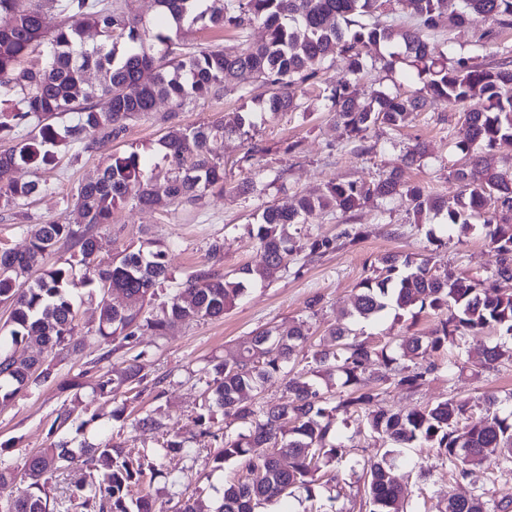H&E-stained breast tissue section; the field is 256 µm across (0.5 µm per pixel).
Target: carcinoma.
<instances>
[{"instance_id":"carcinoma-1","label":"carcinoma","mask_w":512,"mask_h":512,"mask_svg":"<svg viewBox=\"0 0 512 512\" xmlns=\"http://www.w3.org/2000/svg\"><path fill=\"white\" fill-rule=\"evenodd\" d=\"M60 16L53 32L44 27L42 12L25 8L22 0H0V140L12 146L0 152V210L23 212L29 201L46 190L36 180L15 178L20 168L41 169L61 154L73 160L99 153L124 138L128 123L155 110L160 100L173 105L166 119L190 104L224 94L226 82L250 77L272 87L259 105L269 112H297L302 103L296 88L309 83L326 62L340 57L347 72L364 70L363 48L399 44L402 60L416 70L419 88L409 96L375 91L360 100L348 79L325 86L321 98L354 149L377 126L397 130L415 113L433 102L463 105L476 95L486 98L482 111L465 113L466 134L454 147L466 163L448 173L461 188L455 206L403 180L404 170L423 156L421 145L408 149L401 165L371 186L336 180L325 193L301 196L291 206H268L256 217L255 237L262 263L245 266L231 276L215 269L223 243L209 247L213 266L200 269L178 283L166 300L151 310L157 290L173 282L166 252L154 242L127 245L110 260L98 259L100 246L91 230L112 223L114 210L132 200L145 207L199 203L207 194L224 191V160L216 145L228 133L248 134L251 115H238L234 126L212 123L199 127L173 126L158 140L156 151L167 165V178L158 185L145 170L137 152H112L96 177L78 185L75 217L38 224L22 252L0 250V303L9 305V329L0 337V400L13 399L31 385L53 378L39 359L19 360L13 345L24 344L38 353L58 355L78 349L76 312L71 287L76 273L90 298H99L95 336L103 342L132 344L144 332L162 335L178 321L220 318L245 291V284L264 279L277 265L288 262L296 241L289 229L314 214H347L371 198L403 193L418 218L447 209L448 227L467 229L475 216L484 217L489 241L499 256L496 276L512 279V167L483 163L481 152L512 146V65L485 67L466 54L435 57L428 36L450 21L465 25L474 12L490 18L497 28H512V0H408L407 21L381 12V0H156L158 20L147 27L128 9L109 0H50ZM254 22L265 28V39L240 54L204 47L183 51L168 27L184 25L231 27L245 30ZM42 59L24 62L41 45ZM100 73L98 82L87 77ZM105 97L102 111L94 99ZM74 119L59 124L58 118ZM72 248L64 260L55 258L59 245ZM41 274L29 279L34 269ZM117 291L126 304L116 307L106 294ZM392 310L397 317L417 318L432 311L448 314L427 334L407 336L400 348L427 362L421 369L402 372L393 367L388 345L358 339L347 326L329 331L318 348H310L312 367L295 372L288 365L307 348L309 327L301 320L286 330L254 332L243 342L238 359L211 363L203 412L194 418L198 436L220 440L211 468L224 469L233 461L247 477L224 487L218 512H255L263 502L286 497L296 489L313 498V486L333 481L331 467L346 455L345 438L336 428L338 413H361L367 428L399 448H432L448 462V470L465 478L470 468L495 458L512 471V417L494 410L496 398H485V412L474 416L467 398H450L424 409L391 412L376 408L382 384L393 382L414 389L435 370L432 357L450 346L459 347L467 334L493 328L509 340L480 352L483 365L493 369L512 361V294L476 283L450 271L437 273L429 260L388 254L378 260L374 274L363 279L352 301L350 316L375 321ZM144 353L127 360L119 371L99 376L96 393L114 397L146 380ZM321 375L326 385L314 377ZM353 386L334 399L332 378ZM273 379L283 383V396L264 404L255 400ZM234 414L245 432L235 437L211 432L213 409ZM187 438L166 434L164 455L187 451ZM288 459V465L282 459ZM395 457L387 450L377 461L363 465L357 481L363 483V506L368 512H408L401 485L393 478ZM26 487L0 469V512H67L75 498L86 512H151L149 500L133 489L151 483L154 459L133 455L108 439L98 445L70 448L53 442L29 457L24 465ZM77 469L83 478L68 499L50 501L48 486L66 471ZM512 497L496 501L483 492L450 499L444 512H508Z\"/></svg>"}]
</instances>
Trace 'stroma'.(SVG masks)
<instances>
[{
  "label": "stroma",
  "instance_id": "obj_1",
  "mask_svg": "<svg viewBox=\"0 0 512 512\" xmlns=\"http://www.w3.org/2000/svg\"><path fill=\"white\" fill-rule=\"evenodd\" d=\"M491 27L488 18L470 15L463 27H443L429 39L434 54L463 50L477 55L480 62L495 66L512 60V29L495 37H487ZM265 36L262 24H252L245 35L230 28L194 27L183 36L187 47L212 46L237 54L259 43ZM366 67L357 79L360 92L382 90L410 94L417 85L405 63L393 70L382 67L378 52L365 50ZM346 75L343 60L321 71L315 84L306 86L301 112H264L253 101L261 90L249 82V95H241L239 82L218 99L199 102L194 108L178 113L175 122L193 127L221 121L234 123L237 113L252 115L254 126L249 135L226 136L217 151L224 159V190L208 195L197 207L170 206L164 210L126 204L115 210L111 223L95 228L102 244L101 258H108L130 244L154 239L164 244L166 261L177 280L208 267L209 247L213 241L224 243L219 269L234 274L245 265L260 262L261 252L251 227L255 216L270 205L286 206L294 195L320 192L337 179L372 183L396 166L407 148L423 144L426 155L420 167L407 172L408 181L421 185L427 194L453 198L456 182L448 173L459 165L460 157L451 149L453 141L462 138L464 114L484 109L485 100L476 96L464 106L443 103L418 112L407 126L397 131L370 132L369 152L356 153L347 147L342 127L325 111L319 96L322 85L336 82ZM171 104L159 102L155 112L130 122L123 140L113 143L117 152H138L156 179H163L166 167L154 151L164 136L167 125L162 114ZM268 147L260 159L262 178L249 195L237 191L238 183L255 178L254 170L241 158L251 144ZM103 162L101 154L83 156L78 162L62 160L57 167L33 171L19 169L17 178L36 180L47 187L27 207V217L0 211V247L25 250L31 223L63 217L73 203L78 184L97 175ZM335 240V250L310 254L308 244L315 239ZM298 250L287 268L272 270L262 281L251 283L234 307L219 319L178 323L165 335L144 334L137 343L108 352L106 344L93 337L97 309L84 288L72 291L78 322V335L84 340L82 349L56 357L44 356L43 363L57 375L54 383L33 386L10 402L0 403V467L21 469L26 458L52 439L79 447L81 442L99 443L112 439L132 452L158 447L159 434L142 426L146 415H163L169 430L189 440L188 452L168 456L163 477L150 489L153 512H179L185 500H192L198 512H215L224 485L237 476L234 464L205 476L208 458L217 449L212 437L196 434L193 420L200 411L205 389L206 369L213 359L231 361L237 358L241 343L252 332L276 327L287 328L298 320H306L312 343H319L329 328L349 323L344 312L358 284L373 271L375 260L385 254L427 258L434 271H453L477 280H485L503 293H512V280L496 278L497 255L491 248L482 220H474L466 232L448 229L444 215L417 220L407 198L396 194L386 200L371 201L354 212L341 215L323 214L299 225L296 235ZM316 310H309L310 301ZM437 318L420 314L418 318L397 317L386 313L375 322L353 324L359 336L370 337L379 344H389L396 369L409 371L420 367L417 357L404 356L399 347L403 337L424 334ZM496 331L484 330L468 336L470 356H458L456 348L435 354V371L427 375L421 386L407 390L386 385L378 402L379 408L409 411L452 397L470 399L474 411H481L485 397L495 396L500 413L512 412V363L492 370L483 369L479 352L494 345ZM143 355L146 360L147 387L136 401L102 398L93 391L96 376L110 368L122 367L125 360ZM82 376L84 385L78 391H63L58 381ZM124 408V418L112 420L113 409ZM70 411L68 427L50 432L58 413ZM338 428L344 436L353 437L355 446L337 466L342 490L333 493L326 486L316 488L315 501L305 494L260 505L257 512H309L312 504L323 505L326 512H365L357 492L356 478L350 467L354 462L380 458L388 444L365 426L358 414L340 417ZM404 490L411 512H443L449 498L486 490L489 497L512 496V472L500 471L495 461H486L470 470L467 478L452 479L448 466L429 448H404L394 471Z\"/></svg>",
  "mask_w": 512,
  "mask_h": 512
}]
</instances>
